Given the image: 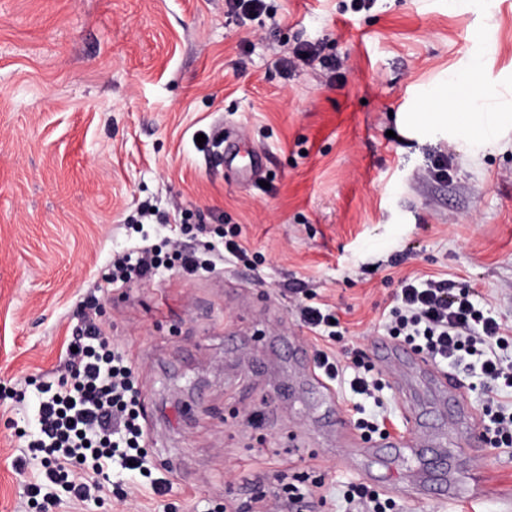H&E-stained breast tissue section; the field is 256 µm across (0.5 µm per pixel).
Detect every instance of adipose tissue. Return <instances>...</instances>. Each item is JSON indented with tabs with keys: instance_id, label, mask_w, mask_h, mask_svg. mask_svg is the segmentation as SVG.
Returning a JSON list of instances; mask_svg holds the SVG:
<instances>
[{
	"instance_id": "ef3b65f1",
	"label": "adipose tissue",
	"mask_w": 512,
	"mask_h": 512,
	"mask_svg": "<svg viewBox=\"0 0 512 512\" xmlns=\"http://www.w3.org/2000/svg\"><path fill=\"white\" fill-rule=\"evenodd\" d=\"M425 108L423 117H410L409 126L417 128L425 122L442 132L478 136L486 142L499 141L512 127L511 112L502 111L494 100L471 99L467 82L460 78L426 95Z\"/></svg>"
}]
</instances>
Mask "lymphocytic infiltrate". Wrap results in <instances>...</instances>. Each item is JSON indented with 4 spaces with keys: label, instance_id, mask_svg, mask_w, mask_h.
<instances>
[{
    "label": "lymphocytic infiltrate",
    "instance_id": "lymphocytic-infiltrate-1",
    "mask_svg": "<svg viewBox=\"0 0 512 512\" xmlns=\"http://www.w3.org/2000/svg\"><path fill=\"white\" fill-rule=\"evenodd\" d=\"M239 227L226 229L221 241L207 244L206 255L170 239L169 253L148 243L119 252L104 276L106 283L152 281L164 270L179 266L187 275L210 271L216 261L243 259ZM99 298L91 294L79 302V326L72 333L67 372L41 383L37 394V418L31 442L43 468L39 482L28 487L32 502L56 501V488L70 498L87 501L103 490L101 479L113 462L127 464L132 476L149 479L161 494L170 482L153 477L148 457V433L134 370L128 356L111 345L95 321ZM300 320L325 341L316 349L314 363L329 384L349 390L356 401L351 409L353 426L367 440L388 437L385 423L363 415V400L382 406L385 384L372 373V364L355 360L343 365L331 342L342 337V327L328 304H302ZM387 336L422 353L438 365L459 369L478 366L493 394L512 390V362H504L501 350L512 347V326L498 322L482 307L474 289L449 279H402L397 304L383 323ZM315 490L289 485L271 496H258L259 512H312ZM344 512H397L396 501L380 490L361 483L343 491Z\"/></svg>",
    "mask_w": 512,
    "mask_h": 512
}]
</instances>
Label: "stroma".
<instances>
[{
  "mask_svg": "<svg viewBox=\"0 0 512 512\" xmlns=\"http://www.w3.org/2000/svg\"><path fill=\"white\" fill-rule=\"evenodd\" d=\"M271 4L255 20L224 0H0V384L25 396L0 400V512H30L40 462L16 461L35 386L63 372L77 305L113 253L140 244L141 203L161 214L151 242L180 209L185 244L237 225L246 256L101 296L171 487L154 494L116 464L101 499L55 512H249L283 475L322 483L321 512H342L343 483L410 486L417 460L348 455L347 394L323 402L289 358V343L316 345L298 290L339 315L347 364L371 354L407 276L474 288L512 325V148L402 125L476 59L474 95L512 101V0ZM298 42L346 59L342 76L280 68ZM219 125L236 158L217 172L196 136ZM256 149L264 187L248 177ZM451 468L459 498L402 496L404 512H512V451L472 448Z\"/></svg>",
  "mask_w": 512,
  "mask_h": 512,
  "instance_id": "1",
  "label": "stroma"
}]
</instances>
